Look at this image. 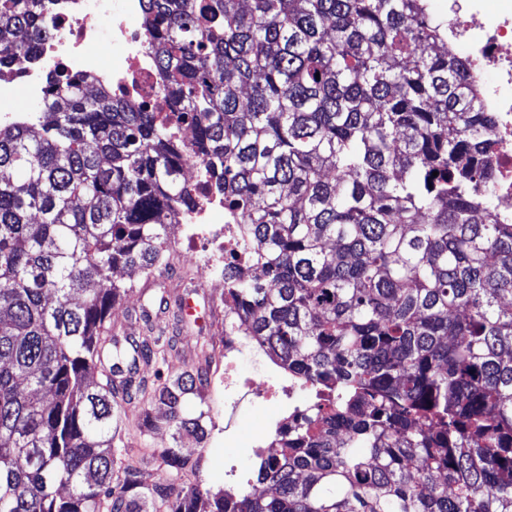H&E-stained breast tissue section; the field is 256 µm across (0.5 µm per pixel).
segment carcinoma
<instances>
[{"label":"carcinoma","mask_w":512,"mask_h":512,"mask_svg":"<svg viewBox=\"0 0 512 512\" xmlns=\"http://www.w3.org/2000/svg\"><path fill=\"white\" fill-rule=\"evenodd\" d=\"M46 0H0V69L48 36ZM170 115L56 73L0 120V512H512V223L496 121L428 0H145ZM192 130L186 151L175 136ZM224 188V319L313 399L253 481L210 497L192 408L208 346L112 324L120 271L176 257L166 229ZM438 175H433V172ZM181 326L182 298L154 304ZM158 366L154 380L141 368Z\"/></svg>","instance_id":"1"}]
</instances>
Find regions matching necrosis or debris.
Returning a JSON list of instances; mask_svg holds the SVG:
<instances>
[{"instance_id":"1","label":"necrosis or debris","mask_w":512,"mask_h":512,"mask_svg":"<svg viewBox=\"0 0 512 512\" xmlns=\"http://www.w3.org/2000/svg\"><path fill=\"white\" fill-rule=\"evenodd\" d=\"M484 3L448 0L449 43L468 57L470 75L496 116L497 134L491 153L496 166L498 211L512 222V7L489 14ZM142 8L143 0H51L53 37L18 76L0 79V101L11 103L16 113L44 102L52 91V73L62 67L104 83L122 99L166 111ZM104 42L116 52L117 61L105 63L96 53V46ZM239 351V343L225 337V408L238 409L245 390L263 400L284 395L283 382L264 374L241 381L234 360Z\"/></svg>"}]
</instances>
